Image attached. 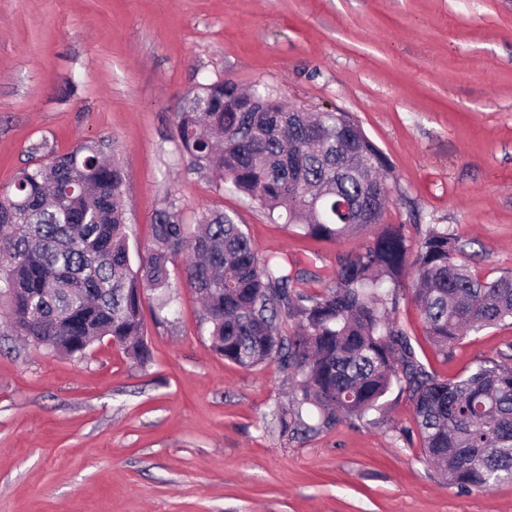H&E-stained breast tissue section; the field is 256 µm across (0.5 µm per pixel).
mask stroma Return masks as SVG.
<instances>
[{
    "mask_svg": "<svg viewBox=\"0 0 512 512\" xmlns=\"http://www.w3.org/2000/svg\"><path fill=\"white\" fill-rule=\"evenodd\" d=\"M220 81L351 113L391 167L382 223L415 241L445 225L481 275L512 273V0H0V190L34 152L97 141L125 173L133 262L156 210L191 232L221 210L319 293L378 228L315 240L191 170L175 115ZM171 273L176 313L147 321L144 366L104 342L50 355L0 327V512H512L510 482L448 487L406 393L375 426L282 432L288 372L217 356ZM391 317L441 380L512 346L500 324L438 353L409 280Z\"/></svg>",
    "mask_w": 512,
    "mask_h": 512,
    "instance_id": "obj_1",
    "label": "stroma"
}]
</instances>
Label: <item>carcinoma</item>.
I'll return each mask as SVG.
<instances>
[{"label":"carcinoma","mask_w":512,"mask_h":512,"mask_svg":"<svg viewBox=\"0 0 512 512\" xmlns=\"http://www.w3.org/2000/svg\"><path fill=\"white\" fill-rule=\"evenodd\" d=\"M175 137L191 169L214 172L307 236L353 234L388 199L371 194L387 180V158L348 112H293L270 93L208 83L187 95ZM102 153L81 143L22 169L0 191V308L16 335L70 357L112 336L145 366V291L171 288L170 266L188 252L184 275L203 302L212 350L246 369L276 360L291 374L295 399L281 409L282 430H315L305 411L325 426L377 424L397 385L449 487L469 493L512 482V354L441 381L388 317L413 270L427 332L446 356L470 332L512 324V274L480 276L445 226H428L413 252L405 225L393 224L341 257L330 284L311 295L296 285L301 275L259 257L230 214H204L190 237L172 206L156 211L153 247L134 268L124 172Z\"/></svg>","instance_id":"1"}]
</instances>
